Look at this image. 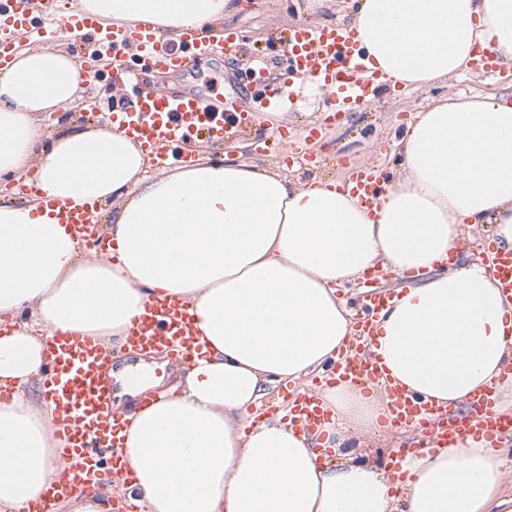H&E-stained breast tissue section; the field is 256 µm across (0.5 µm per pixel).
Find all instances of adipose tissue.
<instances>
[{"label": "adipose tissue", "mask_w": 512, "mask_h": 512, "mask_svg": "<svg viewBox=\"0 0 512 512\" xmlns=\"http://www.w3.org/2000/svg\"><path fill=\"white\" fill-rule=\"evenodd\" d=\"M101 24L157 32L220 26L239 0H76ZM351 27L368 66L425 87L468 70L480 49L512 65V0H355ZM85 77L57 47L15 51L0 71V179H33L37 192L0 204V512H26L67 462L44 398L45 340L88 336L123 345L153 296L186 304L202 349L178 379L152 384L144 363L117 371L127 397L123 494L145 512H499L512 464L484 436L407 455L409 478L357 455L391 425L385 389L322 386L331 420L314 433L251 409L281 383L324 372L350 343L390 385L463 414L497 387L512 415V296L478 262L445 266L466 224H490L512 249V105L492 97L442 99L417 113L399 142L402 169L373 206L352 183L306 184L245 162H202L143 176L146 154L115 124L65 128L44 143L40 115L70 103ZM115 200L100 225L105 248L83 251L53 201ZM384 268L390 305L360 336L338 294Z\"/></svg>", "instance_id": "1"}]
</instances>
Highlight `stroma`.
Returning <instances> with one entry per match:
<instances>
[{"mask_svg": "<svg viewBox=\"0 0 512 512\" xmlns=\"http://www.w3.org/2000/svg\"><path fill=\"white\" fill-rule=\"evenodd\" d=\"M349 20L344 0H336L332 9L319 8L302 16L296 14L294 0H250L243 12L223 23L224 30L237 36L232 52L200 56L188 68L150 76L148 83L163 92L193 93L213 103L226 101L246 107L251 97L242 90L241 76L256 60H265L268 76L282 84L289 66L285 42L291 28L302 22L345 25ZM489 94L512 103V69L501 66L491 76L469 72L425 88L404 90L388 84L379 98L334 119L328 116V96L311 86L306 92L293 93L291 104L285 105L278 117L265 113L255 125L228 127L223 136L206 139L197 158L255 163L295 183L316 175L345 178L362 164L382 166L393 176L399 169L395 145L416 113L444 96ZM316 126L323 129L321 137L309 144L316 164L290 166L291 143Z\"/></svg>", "mask_w": 512, "mask_h": 512, "instance_id": "35a3bbf8", "label": "stroma"}]
</instances>
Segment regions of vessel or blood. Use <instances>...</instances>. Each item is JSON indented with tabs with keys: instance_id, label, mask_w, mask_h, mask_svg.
<instances>
[{
	"instance_id": "1",
	"label": "vessel or blood",
	"mask_w": 512,
	"mask_h": 512,
	"mask_svg": "<svg viewBox=\"0 0 512 512\" xmlns=\"http://www.w3.org/2000/svg\"><path fill=\"white\" fill-rule=\"evenodd\" d=\"M38 2L0 0V55L12 49L20 33L33 29L44 35L49 29L60 28L77 37L88 31L94 36V46L78 59L87 77L97 79L106 74L115 81L134 85L142 75L187 66L198 56L223 53L234 42L229 35L223 43H209L199 31L185 28L178 33V50L173 51L160 45L149 26L104 28L91 18L69 11L42 16L37 10ZM130 46L137 51V68L105 69L106 61ZM288 54L291 75L317 80L329 92L333 112H349L371 102L383 88L381 78L369 73L354 32L343 25L292 28ZM253 113L231 104L217 107L195 96L160 91L138 94L118 108L119 124L129 136L141 142L157 161L178 165L191 163L184 144L196 132L217 135L224 131L225 117L245 125L251 122ZM355 181L354 192L361 203L373 204L381 192L379 176L361 172ZM56 208L59 223L71 225L81 234H92L99 221L93 204L76 206L60 202ZM481 257L503 290L511 293L512 251H502L491 243L484 247ZM390 299V294L376 290L367 294L360 321L362 332L372 333L377 314ZM127 342L139 351H166L185 358L199 349L193 317L187 307L161 296L154 297L144 313L132 319ZM46 347L50 361L44 374L46 397L54 406L60 452L69 465L42 497L30 504L28 512H48L49 502L77 485L95 491L100 480L108 475L127 483L132 480L123 460L122 414L113 405L107 376L110 353L100 344L74 335H53L47 338ZM349 378L375 385L382 372L377 363L353 358L334 363L327 376L331 383ZM388 395L393 425L414 423L422 430L431 426L435 406L406 396L396 386L390 388ZM471 408L466 417L440 419L439 440L447 442L471 430L491 438L512 435V417L496 413L491 393L474 399ZM291 413L292 424L300 431H315L328 418L312 392L297 395Z\"/></svg>"
}]
</instances>
